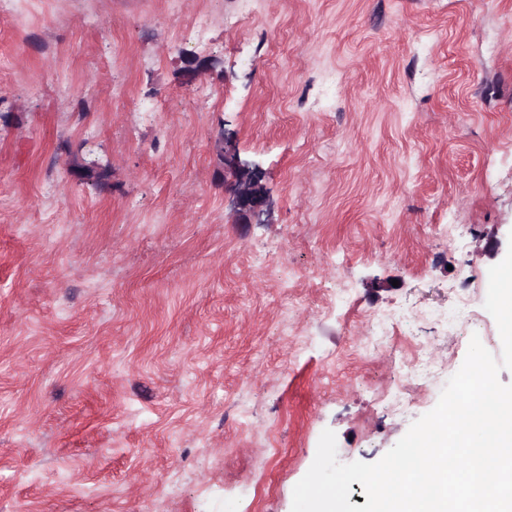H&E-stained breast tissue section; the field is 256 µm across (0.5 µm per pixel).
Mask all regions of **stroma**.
Segmentation results:
<instances>
[{"instance_id":"1","label":"stroma","mask_w":512,"mask_h":512,"mask_svg":"<svg viewBox=\"0 0 512 512\" xmlns=\"http://www.w3.org/2000/svg\"><path fill=\"white\" fill-rule=\"evenodd\" d=\"M511 236L512 0H11L0 512H291L324 430L377 461L472 336L501 354L484 247ZM462 292L463 326L423 317ZM419 343L439 373L403 414ZM232 193L231 207L239 224H260L267 206L260 180L252 174L232 149L224 144V191ZM406 318L403 310L393 309L387 313L369 315L375 336H391L395 329L400 328Z\"/></svg>"}]
</instances>
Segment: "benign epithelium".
Wrapping results in <instances>:
<instances>
[{
  "instance_id": "7a95c632",
  "label": "benign epithelium",
  "mask_w": 512,
  "mask_h": 512,
  "mask_svg": "<svg viewBox=\"0 0 512 512\" xmlns=\"http://www.w3.org/2000/svg\"><path fill=\"white\" fill-rule=\"evenodd\" d=\"M224 190L232 193L231 207L239 224H259L266 208L259 177L252 174L224 137Z\"/></svg>"
}]
</instances>
